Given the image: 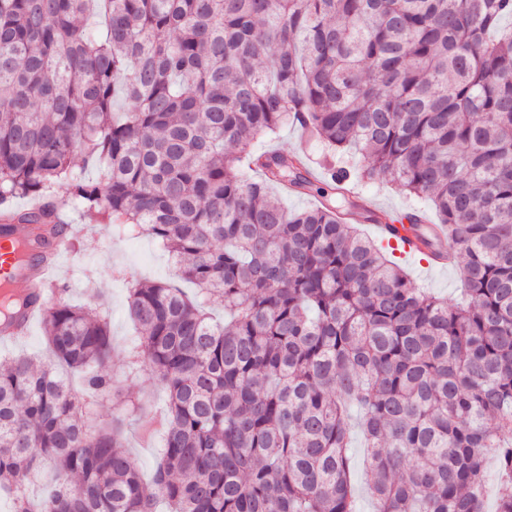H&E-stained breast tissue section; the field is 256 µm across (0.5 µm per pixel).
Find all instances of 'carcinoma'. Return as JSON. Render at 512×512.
Masks as SVG:
<instances>
[{"label":"carcinoma","instance_id":"carcinoma-1","mask_svg":"<svg viewBox=\"0 0 512 512\" xmlns=\"http://www.w3.org/2000/svg\"><path fill=\"white\" fill-rule=\"evenodd\" d=\"M507 17L512 0H0V221L58 233L66 182L85 218L151 236L197 287L129 293L131 372L168 395L149 481L124 419L84 416L114 387L109 322L44 305L54 360L0 362L12 512H359L350 403L373 512H483L491 459L494 512H512ZM288 123L328 147L333 200L281 205L313 192L307 164L253 142ZM387 175L465 252L461 301L353 227L406 221L436 255L417 218L361 203L353 180ZM17 311L0 292V321ZM61 368L85 373L82 393Z\"/></svg>","mask_w":512,"mask_h":512}]
</instances>
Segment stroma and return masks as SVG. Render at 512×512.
<instances>
[{
  "label": "stroma",
  "mask_w": 512,
  "mask_h": 512,
  "mask_svg": "<svg viewBox=\"0 0 512 512\" xmlns=\"http://www.w3.org/2000/svg\"><path fill=\"white\" fill-rule=\"evenodd\" d=\"M255 152L279 151L305 156L315 184H323L324 170L320 164L326 152L325 146L308 139L295 125H288L277 134L258 139ZM364 202L374 208L390 211L401 216L419 211L426 220L435 215L429 204L398 191L390 178L383 177L358 188ZM58 199L64 201L63 213L67 223L75 227L72 246L64 256L56 274L59 290L49 294V302L67 301L87 306L93 313L108 318L112 339L117 348H124L136 337L135 328L128 316L127 297L130 288L141 281L176 280L178 268L169 254L151 237L136 239L113 235L98 227L87 228L86 222L70 201L66 186L55 189ZM395 261L416 287L437 296L457 299L462 294L459 269L451 265L439 268L421 254H406L395 250ZM110 372L121 386L120 398H109L91 406L86 414L89 424L99 425L122 413L126 403L146 399L148 416H158L165 401L164 394L156 388L152 377L143 373L133 377L126 361L113 359Z\"/></svg>",
  "instance_id": "35a3bbf8"
}]
</instances>
